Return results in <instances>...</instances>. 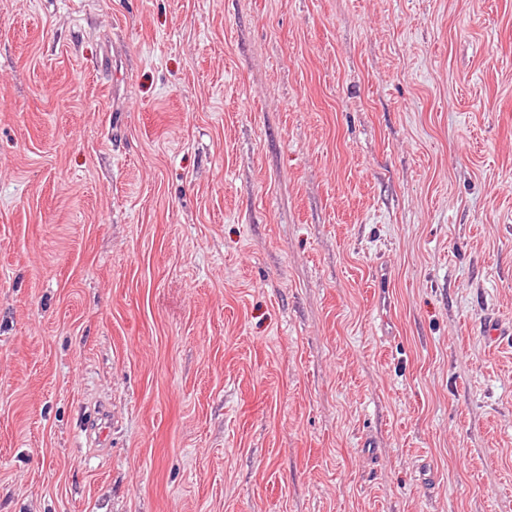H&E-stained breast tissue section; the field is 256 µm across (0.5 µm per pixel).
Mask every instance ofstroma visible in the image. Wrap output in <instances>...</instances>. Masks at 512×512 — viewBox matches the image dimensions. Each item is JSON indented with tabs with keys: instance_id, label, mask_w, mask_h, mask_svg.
<instances>
[{
	"instance_id": "obj_1",
	"label": "stroma",
	"mask_w": 512,
	"mask_h": 512,
	"mask_svg": "<svg viewBox=\"0 0 512 512\" xmlns=\"http://www.w3.org/2000/svg\"><path fill=\"white\" fill-rule=\"evenodd\" d=\"M489 319L512 0H0V512H512Z\"/></svg>"
}]
</instances>
